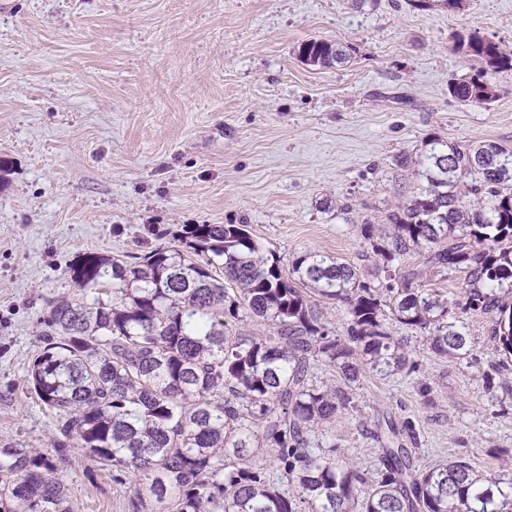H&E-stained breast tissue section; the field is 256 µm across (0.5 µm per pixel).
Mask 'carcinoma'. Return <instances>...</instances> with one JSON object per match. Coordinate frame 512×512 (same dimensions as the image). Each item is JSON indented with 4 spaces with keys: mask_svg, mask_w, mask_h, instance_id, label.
<instances>
[{
    "mask_svg": "<svg viewBox=\"0 0 512 512\" xmlns=\"http://www.w3.org/2000/svg\"><path fill=\"white\" fill-rule=\"evenodd\" d=\"M460 48L495 72L512 53L473 36ZM312 66L348 60L339 44L303 42ZM484 105L494 86L480 72L449 86ZM424 184L390 215L392 241L374 243L383 272L409 249L427 250L443 274L466 268L480 287L467 308L496 314L492 336L512 351V149L467 148L437 137L414 161ZM477 204L463 203L464 194ZM183 247L134 261L96 253L74 268L79 292L52 302L42 352L27 383L57 419L53 448H80L133 484V512H512V479L483 474L464 458L414 464L412 428L374 432L376 473L347 455L328 426L352 398L315 381L318 364L348 383L395 375L409 364L386 323L425 335L437 355L460 360L473 348L448 321L452 303L409 270L400 284L370 286L353 266L314 251L288 267L241 224H186ZM112 286L92 304L84 293ZM347 305V335L321 321L320 303ZM256 319L272 332L230 336V322ZM322 432V437L314 433ZM269 448L273 468L253 463ZM0 512H74L63 476L42 452L0 463Z\"/></svg>",
    "mask_w": 512,
    "mask_h": 512,
    "instance_id": "carcinoma-1",
    "label": "carcinoma"
}]
</instances>
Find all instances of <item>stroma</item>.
<instances>
[{
    "label": "stroma",
    "instance_id": "1",
    "mask_svg": "<svg viewBox=\"0 0 512 512\" xmlns=\"http://www.w3.org/2000/svg\"><path fill=\"white\" fill-rule=\"evenodd\" d=\"M474 35L512 50V0H0V451H52L56 419L26 375L82 253L127 261L186 224H243L281 259L317 251L378 285L361 227L390 234L424 141L512 146V71L491 73L486 105L448 91L481 68L460 47ZM314 38L348 63L306 65ZM399 266L466 303L464 270L429 271L417 249ZM459 319L468 358L411 340L415 372L356 384L335 435L359 467L389 418L412 423L418 467L461 456L512 476V354L492 315ZM56 463L75 512H131L111 468L76 448Z\"/></svg>",
    "mask_w": 512,
    "mask_h": 512
}]
</instances>
